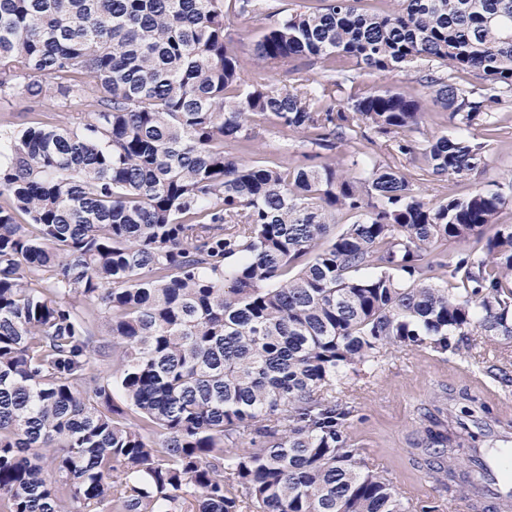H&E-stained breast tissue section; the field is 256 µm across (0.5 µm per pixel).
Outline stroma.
I'll return each mask as SVG.
<instances>
[{"instance_id":"35a3bbf8","label":"stroma","mask_w":512,"mask_h":512,"mask_svg":"<svg viewBox=\"0 0 512 512\" xmlns=\"http://www.w3.org/2000/svg\"><path fill=\"white\" fill-rule=\"evenodd\" d=\"M401 167L413 175L418 192L428 200L475 188L499 192L505 204L498 221L512 225V135L491 142L485 169L459 182L423 175L406 160ZM469 394L489 406L500 427L512 426V387L480 381L475 367L463 358L439 359L395 346L374 378L350 374L346 396L353 401L355 412L348 433L358 447L380 458L398 492L414 486L420 499L435 503L439 512H466L464 497L450 502L439 496L417 455L416 444L423 435L425 410L442 403L461 410Z\"/></svg>"}]
</instances>
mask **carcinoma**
<instances>
[{
  "label": "carcinoma",
  "mask_w": 512,
  "mask_h": 512,
  "mask_svg": "<svg viewBox=\"0 0 512 512\" xmlns=\"http://www.w3.org/2000/svg\"><path fill=\"white\" fill-rule=\"evenodd\" d=\"M363 2L0 0V101L29 102L0 116V512L435 510L352 443L336 390L395 344L489 343L478 372L512 383L502 196L426 201L396 165L484 169L512 0ZM233 17L263 21L249 83ZM283 66L280 87L265 73ZM405 69L421 90L350 92ZM425 93L482 139L418 148ZM256 117L311 145L304 161L251 159ZM374 136L388 155L368 163ZM451 240L469 247L447 262ZM469 401L424 415L420 452L476 497L451 449L491 427Z\"/></svg>",
  "instance_id": "obj_1"
}]
</instances>
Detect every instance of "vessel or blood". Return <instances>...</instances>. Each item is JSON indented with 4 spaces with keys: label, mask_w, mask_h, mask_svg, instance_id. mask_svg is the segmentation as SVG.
Wrapping results in <instances>:
<instances>
[{
    "label": "vessel or blood",
    "mask_w": 512,
    "mask_h": 512,
    "mask_svg": "<svg viewBox=\"0 0 512 512\" xmlns=\"http://www.w3.org/2000/svg\"><path fill=\"white\" fill-rule=\"evenodd\" d=\"M512 445V433L483 431L470 448L471 476L478 482L483 512H504L512 505V475L500 461L502 448Z\"/></svg>",
    "instance_id": "b4317fda"
}]
</instances>
